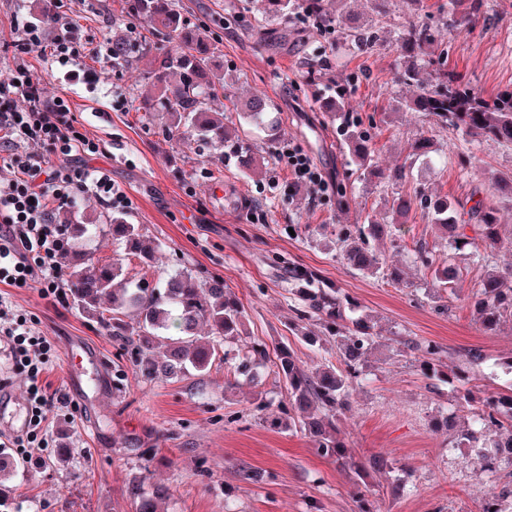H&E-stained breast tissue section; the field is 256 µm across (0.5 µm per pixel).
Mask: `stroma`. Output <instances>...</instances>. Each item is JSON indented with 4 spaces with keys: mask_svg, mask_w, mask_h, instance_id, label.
<instances>
[{
    "mask_svg": "<svg viewBox=\"0 0 512 512\" xmlns=\"http://www.w3.org/2000/svg\"><path fill=\"white\" fill-rule=\"evenodd\" d=\"M64 2L85 55L60 66L34 50L24 61L46 97L68 93L81 132L100 144L92 165L128 194L132 205L126 217L138 225L155 259L147 265L125 261L124 246L108 227L111 210L90 196L82 199L83 211L97 229L84 240V249L104 262L123 259L124 271L137 278L150 279L161 270L189 271L201 280L223 278L245 314L238 347L286 344L306 365L334 364L335 343L305 342L304 332L316 323L297 319L288 288L289 266L312 270L354 300L380 334L340 428L356 458L382 455L393 462V473L367 480L382 512H477L486 501L500 499L499 475L477 471L471 449L433 429L443 416L460 412L458 388L424 377L413 354L398 350L400 339L408 336L433 341L445 351L444 366L452 367L465 350L477 347L484 361L469 371L474 395L512 387L507 368L512 321L485 332L469 306L488 252L472 246L450 252L419 211L399 225L395 241L374 245L386 267L402 270V283L346 265L336 245L337 226L390 223L394 192L363 179L344 145L339 120L321 109L319 87L306 80L305 62L313 49L325 50L331 62L327 80H352L349 110L371 132L381 166L406 169L398 190L463 204L474 196L495 208L502 243L491 252V265L505 270L512 267V199L499 196L494 182L512 175V148L488 141L472 151L462 134L439 132L436 152L426 159L412 156L413 141L429 125L419 114L394 111L392 99L402 89L391 74L396 26L416 14L430 18L439 48L448 52L446 64L465 83L485 96L512 88V14L505 0H488L485 17L473 28L449 20L441 9L446 0H350L351 25H379L385 46L374 51L357 49L338 32L326 38L311 30L299 40L283 39L282 29L299 27L295 15L258 35L251 27L253 0H179L188 24L217 38L215 73L234 78L233 92L259 93L273 105L279 132L271 136L248 125L230 98L211 102L212 110L239 128L243 152L261 162L257 177L242 166L240 154L228 159L205 141L184 143L166 133L162 113L142 110L153 55L105 66L99 45L116 31L137 36L145 27L140 17L127 14L121 0ZM39 6V0H0V79L14 63L18 19L37 15ZM118 95L127 102L125 111L112 109ZM288 141L300 145L327 176L326 196L314 198L293 185L278 161ZM420 243L435 262L450 258L461 268L455 292L433 293V271L413 262ZM11 301L54 346L43 379L68 400L50 419L51 451L33 455L0 482V497L12 512H134L127 486L141 465L134 454L138 448L148 449L153 459L152 485L172 492L168 512H358L349 471L317 456L304 433L256 412V395L275 403L286 395L274 374L262 373L254 387L223 366L181 380H148L73 302L44 299L34 290L13 291ZM84 347L100 360L85 367L80 381H69L66 357ZM245 466L264 472V480H243L239 471ZM500 501L502 512H512L511 498Z\"/></svg>",
    "mask_w": 512,
    "mask_h": 512,
    "instance_id": "stroma-1",
    "label": "stroma"
}]
</instances>
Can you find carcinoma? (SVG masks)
<instances>
[{
  "instance_id": "1",
  "label": "carcinoma",
  "mask_w": 512,
  "mask_h": 512,
  "mask_svg": "<svg viewBox=\"0 0 512 512\" xmlns=\"http://www.w3.org/2000/svg\"><path fill=\"white\" fill-rule=\"evenodd\" d=\"M123 9L147 22L145 33L137 43L124 36L112 38V64H127L136 53H150L156 45L165 42L169 51L157 58L151 90L142 100V109L154 112L161 109L169 116V128L197 137L216 149L232 139H239V130L224 122V113L208 107L211 97L226 94L224 83L211 77L210 50L213 37L203 30H192L184 20L174 0H122ZM484 0H448V14L461 25L472 27L483 18ZM299 15L307 26L324 34H331L337 20L332 0H257L252 27L262 34L268 26L285 15ZM345 40L366 49L380 46L376 31L367 28L345 34ZM394 50L398 63L393 71V82L408 89L401 102L406 112H418L429 119L438 131L456 130L481 143L493 141L512 145V90L505 89L491 99L474 91L458 75L441 62L444 52H436L435 35L422 21L405 19L397 27ZM351 92L350 84L334 87L333 95L323 101L322 109L332 112L341 120L344 143L358 169L384 187L396 184L406 177L405 168L384 169L374 160L369 132L359 118L347 115L345 110ZM270 104L260 95L250 96L244 105L247 119L268 131H276L268 119ZM434 140L429 136L417 138L412 154L427 158L434 152ZM431 214L432 223L439 225L448 236V246L456 250L471 244L468 228L480 231V239L490 250L501 243L500 224L493 207L478 200L470 208L446 198H431L421 192L397 194L393 197L392 212L397 224L407 223L416 210ZM58 223L67 227L70 247L62 256L69 275L74 304L96 319L99 327L112 336V340L128 360L147 379L184 378L190 371H208L219 361L239 375L254 379L258 370L269 368L287 388L288 402L273 404L265 397L256 398L255 408L266 412L277 406L275 420L298 429L314 439L319 456L331 459L354 474L359 512H380V507L363 493L361 484L369 471L390 470L393 463L387 458L373 456L362 463L339 437L336 419L350 406L351 386L363 375L367 352L376 342L378 333L364 318H350L346 310L355 304L339 289L324 285L311 271L298 266L288 267L291 293L301 302L297 316L321 321L329 338L336 340L340 352L339 366L317 364L307 366L298 360L288 346L268 350L262 344L233 353L226 344L240 335L244 312L224 291V281L213 277L200 282L189 272L161 276L155 282L143 279L121 278L123 267L116 262H102L78 247L74 239L86 237L91 224L73 211L56 216ZM112 235L126 242L129 255L143 264L152 258L139 249V228L127 222L124 216L114 215L110 220ZM392 234L388 224H349L336 232L343 259L354 269L371 276L380 275L394 283L403 278L396 268H384L370 241ZM434 290L454 289L461 278L454 263L441 264L434 271ZM477 320L487 332H495L506 320H512V270L504 273L495 269L478 283L471 297ZM139 318V331L128 334L126 318ZM209 327L208 340L201 341L200 324ZM178 330V336L164 340V354H156L161 333L169 327ZM403 347L417 354L421 373L430 378L440 373L443 349L432 341L402 340ZM482 360L477 349L464 354L463 366L450 369L448 381L460 384V399L475 410V423L480 427H493L506 434L489 449L477 453L479 468L488 473L497 472L498 461L512 463V455L499 454L502 448L512 449V390L475 398L466 387V365ZM150 480L148 464L130 487L135 512H167L162 507L168 493L161 488L145 491Z\"/></svg>"
}]
</instances>
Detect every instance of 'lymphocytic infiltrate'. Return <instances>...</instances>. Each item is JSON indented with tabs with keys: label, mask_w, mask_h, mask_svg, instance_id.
Instances as JSON below:
<instances>
[{
	"label": "lymphocytic infiltrate",
	"mask_w": 512,
	"mask_h": 512,
	"mask_svg": "<svg viewBox=\"0 0 512 512\" xmlns=\"http://www.w3.org/2000/svg\"><path fill=\"white\" fill-rule=\"evenodd\" d=\"M53 5L51 22L23 24L20 46L48 49L52 61L64 66L78 61L84 48L61 11L62 0ZM27 143L40 145L42 154L24 151ZM99 151V143L79 131L68 95L43 97L26 64L14 63L9 77L0 80V163L11 172L10 178L0 179V341L9 349L14 371L27 377L29 429L10 442L22 457L45 435L49 413L67 400L48 393L42 375L52 346L14 312L8 291L34 289L45 298L60 296L64 272L59 259L69 238L53 220V202L91 195L109 209L129 208L130 199L111 177L87 164V157ZM279 158L294 182L312 195L326 194L327 180L301 147L284 144Z\"/></svg>",
	"instance_id": "lymphocytic-infiltrate-1"
}]
</instances>
